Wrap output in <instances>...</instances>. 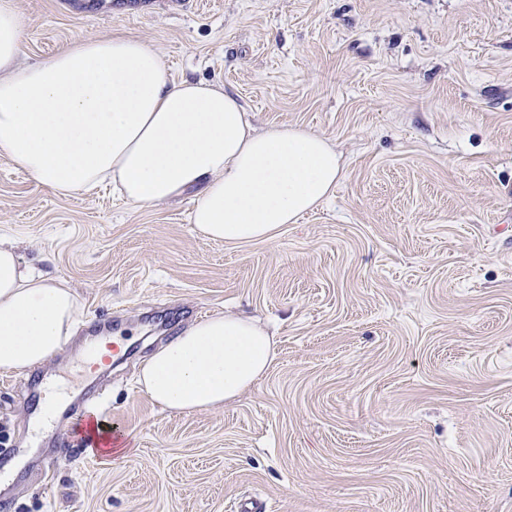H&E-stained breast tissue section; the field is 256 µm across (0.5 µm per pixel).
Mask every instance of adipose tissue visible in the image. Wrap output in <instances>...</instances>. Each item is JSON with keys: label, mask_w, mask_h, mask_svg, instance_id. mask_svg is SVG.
Segmentation results:
<instances>
[{"label": "adipose tissue", "mask_w": 512, "mask_h": 512, "mask_svg": "<svg viewBox=\"0 0 512 512\" xmlns=\"http://www.w3.org/2000/svg\"><path fill=\"white\" fill-rule=\"evenodd\" d=\"M21 45L13 0H0V158L55 194L109 184L151 207L192 189L196 230L244 244L270 239L336 189L342 163L329 140L288 126L256 131L235 95L173 82L139 38L77 39L29 66L18 63ZM79 314L73 288L0 243V370L24 374L54 358ZM272 358L257 323L218 314L154 351L138 384L168 411H204L236 399Z\"/></svg>", "instance_id": "ef3b65f1"}]
</instances>
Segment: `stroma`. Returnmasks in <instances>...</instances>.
<instances>
[{
	"instance_id": "stroma-1",
	"label": "stroma",
	"mask_w": 512,
	"mask_h": 512,
	"mask_svg": "<svg viewBox=\"0 0 512 512\" xmlns=\"http://www.w3.org/2000/svg\"><path fill=\"white\" fill-rule=\"evenodd\" d=\"M14 2L21 64L121 31L257 130L328 138L343 171L298 223L232 245L195 230L192 196H59L0 158V240L81 304L60 353L0 372V448L60 456L16 473L13 512H512V0ZM216 314L267 329V373L219 408L154 403L147 356ZM100 326L130 346L90 378ZM48 379L100 396L133 453L31 432Z\"/></svg>"
}]
</instances>
